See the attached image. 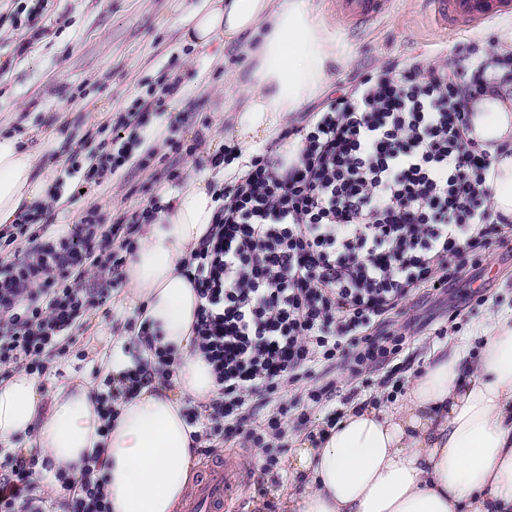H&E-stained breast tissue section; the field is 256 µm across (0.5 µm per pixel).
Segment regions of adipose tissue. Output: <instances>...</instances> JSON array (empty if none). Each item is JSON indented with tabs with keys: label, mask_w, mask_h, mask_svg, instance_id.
Masks as SVG:
<instances>
[{
	"label": "adipose tissue",
	"mask_w": 512,
	"mask_h": 512,
	"mask_svg": "<svg viewBox=\"0 0 512 512\" xmlns=\"http://www.w3.org/2000/svg\"><path fill=\"white\" fill-rule=\"evenodd\" d=\"M183 27L194 46L235 47L252 65L244 105L228 116L241 149L277 136L333 85L336 41L320 0H208ZM469 109L472 138L493 155L492 206L512 218V99L487 95ZM37 162L19 136L0 133V225L42 205ZM170 203L144 225L123 275L154 347L172 353L171 387L119 398L107 427L91 386L49 391L24 372L0 381V449L33 443L74 485L102 449L111 512H175L193 477L186 405L219 389L195 348L198 299L182 271L212 222L208 174ZM289 465L304 484L283 496L284 512H512V311L492 317L479 349L433 350L397 408L351 405L318 444L293 448Z\"/></svg>",
	"instance_id": "1"
}]
</instances>
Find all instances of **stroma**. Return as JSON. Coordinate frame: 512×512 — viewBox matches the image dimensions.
I'll return each instance as SVG.
<instances>
[{
	"label": "stroma",
	"instance_id": "35a3bbf8",
	"mask_svg": "<svg viewBox=\"0 0 512 512\" xmlns=\"http://www.w3.org/2000/svg\"><path fill=\"white\" fill-rule=\"evenodd\" d=\"M341 63L336 85L356 73L383 65L393 58L418 55L436 64H457L453 51L460 42L474 41L492 51H512L505 39L512 32V16L481 24L462 23L452 28L436 26L420 0H387L379 19L359 25L348 21L337 0H325ZM37 14L36 25L17 28V7ZM206 0H0V128L22 135L25 144L39 153L46 173L47 194H60L50 223H69L73 216L99 207L108 220L140 211L154 190V180L164 160L177 161L183 175L210 170L212 144L224 134V78L247 77L250 65L235 49H225L224 62L213 52L182 41L174 30L177 20L204 7ZM176 85L167 96L165 113L145 114L131 120L137 103L148 91ZM125 123L126 133L138 139L134 155L147 158L145 167L113 177L111 184L89 187L79 198L59 187L58 172L72 154L90 157L96 150L98 126ZM164 128L166 146L146 149L157 128ZM197 144L193 155L176 156L169 143ZM125 286L111 289L106 303L76 323L72 338L52 351L48 371L41 381L47 389L76 383L102 389L99 359L112 349L124 327L137 325L136 308L125 305ZM512 307V230L506 244H494L479 260L465 264L458 282L447 293L420 291L393 316V329L403 341L397 354L376 369L357 375L335 374L337 393L316 405L308 401L306 382L282 385L285 438L278 446L253 448L234 438L221 443V455L245 476L232 502L242 512H281L280 494L300 486L301 479L288 467L291 438L318 437L329 420L341 418L348 400L393 407L407 393L413 378L422 372L423 358L443 344L446 336L470 337L490 312ZM279 459L277 468L264 470L266 456Z\"/></svg>",
	"mask_w": 512,
	"mask_h": 512
}]
</instances>
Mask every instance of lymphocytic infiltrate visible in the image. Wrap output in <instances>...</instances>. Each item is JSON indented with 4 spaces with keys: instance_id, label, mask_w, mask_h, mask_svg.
<instances>
[{
    "instance_id": "f902f5d3",
    "label": "lymphocytic infiltrate",
    "mask_w": 512,
    "mask_h": 512,
    "mask_svg": "<svg viewBox=\"0 0 512 512\" xmlns=\"http://www.w3.org/2000/svg\"><path fill=\"white\" fill-rule=\"evenodd\" d=\"M447 68L394 59L355 77L348 90L309 113L299 155L284 165L271 152L251 154L244 177L214 190L212 225L185 270L200 300L194 333L220 386L209 405L227 436L254 448L282 438L247 426L249 416L284 411L283 380L312 378L318 365L346 362L350 373L385 364L400 338L383 325L420 288L458 281L468 253L489 247L502 218L488 202L491 158L467 138L468 99L492 85L512 89V56L460 47ZM120 128L102 143L88 173L109 182L131 164ZM170 205L153 195L132 219L105 226L98 208L60 233L20 212L0 227V379L22 369L45 373V358L107 289L82 285L93 270L109 286L122 280L134 251V224L151 223ZM170 353L135 355L107 382L99 403L112 421L115 395L154 383ZM50 459L24 451L0 468V512H46L33 479ZM99 457L85 465L81 492L59 512H110Z\"/></svg>"
}]
</instances>
